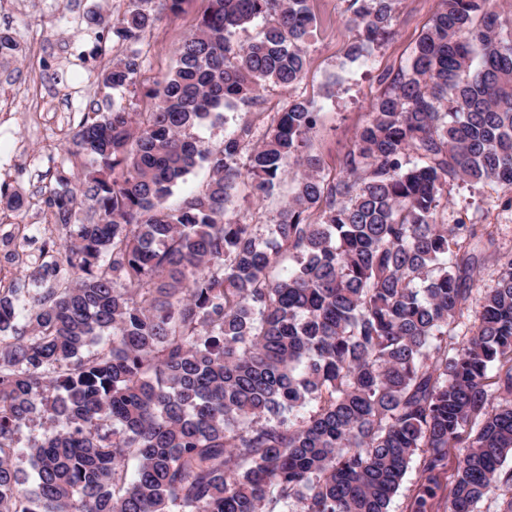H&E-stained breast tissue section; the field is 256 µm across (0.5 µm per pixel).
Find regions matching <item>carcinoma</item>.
<instances>
[{
	"label": "carcinoma",
	"instance_id": "1",
	"mask_svg": "<svg viewBox=\"0 0 512 512\" xmlns=\"http://www.w3.org/2000/svg\"><path fill=\"white\" fill-rule=\"evenodd\" d=\"M155 1L184 2L129 0L102 35L125 45L102 73L116 91H140ZM308 2L208 0L143 91L152 111L83 113L90 169L56 167L37 199L64 231L41 263L53 283L22 329L0 294V512H390L413 462L408 512H477L495 490L512 512V255L440 216L454 184L512 187V7L440 0L329 180L303 154L319 119L305 99L258 136L190 133L302 80ZM397 2L352 0L353 58L392 36ZM289 163L265 239L231 215L236 192L271 195ZM200 165L206 184L168 206ZM488 252L496 284L458 336ZM285 253L297 268L275 279ZM36 420L45 433L21 443Z\"/></svg>",
	"mask_w": 512,
	"mask_h": 512
}]
</instances>
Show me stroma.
I'll return each instance as SVG.
<instances>
[{
    "label": "stroma",
    "instance_id": "stroma-1",
    "mask_svg": "<svg viewBox=\"0 0 512 512\" xmlns=\"http://www.w3.org/2000/svg\"><path fill=\"white\" fill-rule=\"evenodd\" d=\"M349 5L350 0H309L316 28L302 81L289 89L266 87L255 103L226 110L223 121L194 127L193 135L217 146L246 122L264 131L290 98L300 97L319 114L307 153L321 159L328 178L342 176L345 154L382 90L380 77L407 64L439 0H399L393 36L355 61L347 55L353 38L346 27ZM126 6L127 0H0V32L20 44L16 59L0 64V215L10 216L12 194L35 198L52 181L57 164L84 169L86 160L75 154L71 141L83 112L109 108L116 100L134 112L150 111L144 96L122 97L103 86L101 75L119 50L101 48L97 27L86 22L90 12L118 14ZM206 6L207 0H185L178 14L160 12L142 44L141 87L152 86L175 66L183 39ZM294 177V169H287L274 193L260 201L240 190L238 216L270 235ZM510 197L512 188L461 184L451 190L443 219L487 225L496 249L512 253Z\"/></svg>",
    "mask_w": 512,
    "mask_h": 512
}]
</instances>
